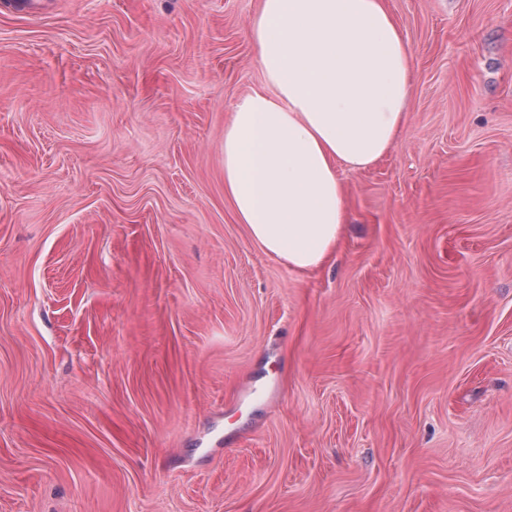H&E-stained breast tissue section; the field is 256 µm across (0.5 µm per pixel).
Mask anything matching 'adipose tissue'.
Returning <instances> with one entry per match:
<instances>
[{"label": "adipose tissue", "instance_id": "ef3b65f1", "mask_svg": "<svg viewBox=\"0 0 512 512\" xmlns=\"http://www.w3.org/2000/svg\"><path fill=\"white\" fill-rule=\"evenodd\" d=\"M249 38L265 86L224 126V198L251 241L311 273L347 222L339 168L373 165L408 123L413 51L386 0H261Z\"/></svg>", "mask_w": 512, "mask_h": 512}]
</instances>
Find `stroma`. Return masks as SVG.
I'll list each match as a JSON object with an SVG mask.
<instances>
[{"mask_svg": "<svg viewBox=\"0 0 512 512\" xmlns=\"http://www.w3.org/2000/svg\"><path fill=\"white\" fill-rule=\"evenodd\" d=\"M259 6L0 5V512H512V0H388L410 121L310 274L224 200Z\"/></svg>", "mask_w": 512, "mask_h": 512, "instance_id": "stroma-1", "label": "stroma"}]
</instances>
